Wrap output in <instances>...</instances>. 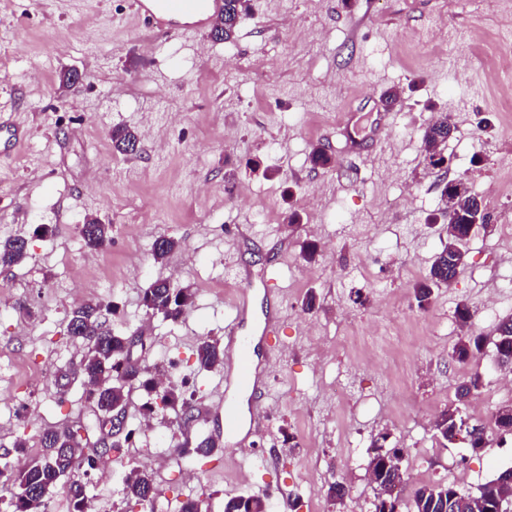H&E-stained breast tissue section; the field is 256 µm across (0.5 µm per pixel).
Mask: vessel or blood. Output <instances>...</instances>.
Listing matches in <instances>:
<instances>
[{"mask_svg":"<svg viewBox=\"0 0 512 512\" xmlns=\"http://www.w3.org/2000/svg\"><path fill=\"white\" fill-rule=\"evenodd\" d=\"M224 12V0H133L132 17L156 34L175 35L184 30L205 34ZM250 289L242 287L232 301L233 321L224 329L226 361L234 386L259 391L264 371L250 356L251 338L242 330L249 311Z\"/></svg>","mask_w":512,"mask_h":512,"instance_id":"b4317fda","label":"vessel or blood"}]
</instances>
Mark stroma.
Instances as JSON below:
<instances>
[{"instance_id":"stroma-1","label":"stroma","mask_w":512,"mask_h":512,"mask_svg":"<svg viewBox=\"0 0 512 512\" xmlns=\"http://www.w3.org/2000/svg\"><path fill=\"white\" fill-rule=\"evenodd\" d=\"M132 0H0V240L21 237L28 258L0 266V449L24 440L40 455L44 429L93 421L82 379L59 370L83 351L67 336L76 301L111 303L115 332L151 320L145 359L176 360L175 394L197 420L154 414L123 454L87 487L92 512H140L125 500L126 470L151 469L159 512L206 499H261L266 512H372L371 442L398 449L405 494L466 473L477 492L512 467V435L493 414L470 413L487 443L442 445L434 421L455 403L459 381L480 374L494 399L492 345L459 364L465 334L494 336L487 299L512 316V0H252L235 37L180 34L152 41L131 23ZM80 74L66 85L65 72ZM397 89L396 118L380 146L371 133L382 95ZM455 131L446 167L428 164L422 132L438 113ZM141 136L137 153L112 147L114 127ZM322 147L334 168L313 167ZM464 178L482 198L488 229H476L463 268L419 308L414 287L448 241L440 182ZM300 223L288 224L289 211ZM112 239L88 247V219ZM248 226L247 235L236 232ZM177 249L157 263L155 240ZM315 243L317 261L300 257ZM254 281L247 327L273 298L283 320L256 336L254 354L279 353L268 376L267 420L257 461L225 469L223 450L182 454L171 440L224 441L223 370L204 371L195 346L220 341L233 317L237 270ZM159 278L189 289L173 323L148 316L139 295ZM317 306L303 308L307 295ZM471 320L453 328L457 302ZM496 407L503 400L494 399ZM349 493L330 498V485Z\"/></svg>"}]
</instances>
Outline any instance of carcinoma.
Segmentation results:
<instances>
[{"instance_id": "1", "label": "carcinoma", "mask_w": 512, "mask_h": 512, "mask_svg": "<svg viewBox=\"0 0 512 512\" xmlns=\"http://www.w3.org/2000/svg\"><path fill=\"white\" fill-rule=\"evenodd\" d=\"M248 11V0H224L223 28L214 33L217 40L234 37L241 16ZM452 126L448 114H439L422 135L426 149L437 148L448 140ZM138 134L126 127L112 129V145L120 153L138 151ZM477 196L467 184L452 187L444 198V214L448 219V244L439 251L430 266L427 280L414 289L418 306L426 307L432 296V286L443 285L451 271L465 264L466 256L457 246L469 241L470 225L466 217L477 208ZM112 225L95 220L82 225L81 234L90 247H99L110 240ZM177 247V242L161 238L153 245V257L164 261ZM27 241L9 238L0 242V266L18 265L26 260ZM191 294L186 288H176L166 280L151 283L140 293V303L146 311L160 314L166 320L178 321L190 304ZM110 305H81L70 313L68 334L84 344L82 358L73 373H64L62 380L75 374L83 378L87 397L97 410L98 427H103L112 407H126L130 393L135 388L148 392L155 389L154 368L146 361L132 357L128 337L112 332L109 315ZM494 346L497 362L504 368H512V316L499 321L495 329ZM486 338L464 336L453 347L451 357L459 364L475 359L482 351ZM197 364L202 369H214L224 364V352L217 343L202 338L196 346ZM482 388V379L473 375L456 388L458 405L442 412L435 423L436 437L443 443H452L461 433H466L473 448L486 444V431L475 432L467 422L462 406ZM164 405L179 410L184 422L196 419L195 405L187 398H180L169 391L163 396ZM83 426L48 428L42 432V454L21 467L8 460V454L0 455V486L9 487V497L0 496L5 512H49L54 493L66 494L71 512H88L86 486L95 470V456L99 449L83 441L79 430ZM387 435L382 434L371 443L374 484L372 512H498L499 505L512 501V468L499 472L472 494L455 485H423L417 488L411 499L404 500L400 493H392L394 485H402V470H388L384 458L392 450L385 447ZM123 495L128 500L145 503L148 512H154L158 501V489L152 472L133 469L123 480ZM263 503L258 498L233 497L224 503V512H262Z\"/></svg>"}]
</instances>
